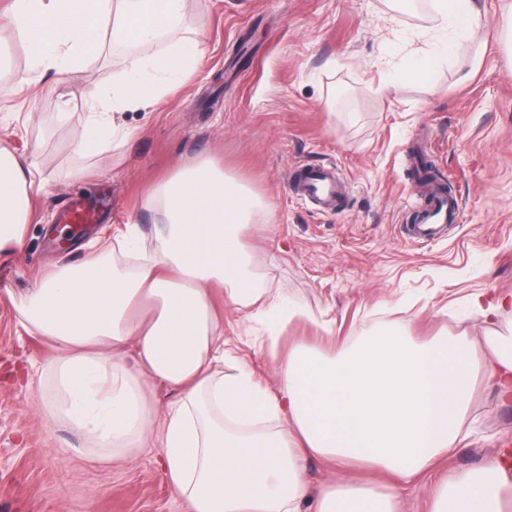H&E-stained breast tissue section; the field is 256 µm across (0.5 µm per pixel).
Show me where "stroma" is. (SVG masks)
Here are the masks:
<instances>
[{"label":"stroma","mask_w":512,"mask_h":512,"mask_svg":"<svg viewBox=\"0 0 512 512\" xmlns=\"http://www.w3.org/2000/svg\"><path fill=\"white\" fill-rule=\"evenodd\" d=\"M478 5L481 64L465 42L419 79L407 71L431 47L430 5L201 0L173 36L200 38L203 62L154 109L122 113L132 137L107 144L93 162L72 143L90 91L119 78L125 50L32 87L24 38L0 30V82L11 89L0 98V139L33 158L47 182L22 248L0 255V512H185L159 466V433L103 464L83 454L90 441L77 429L44 419L28 381L53 350L17 326L15 307L48 266L81 262L116 227L135 224L152 238L157 215L147 195L196 158H214L270 204L244 238L266 281L309 314L286 328L284 346L330 353L385 326L425 340H478L512 325L507 315L483 323L472 307L477 294L512 289V56L502 0ZM467 71L471 79L459 83ZM419 150L461 204L446 238L424 246L406 231L429 200L412 166ZM304 165L336 169L339 210L296 195L291 174ZM78 199L94 203L99 219L86 233L64 234L59 217ZM214 303L231 354L275 387L241 312ZM464 431L448 470H473L492 456L512 468V399L476 383Z\"/></svg>","instance_id":"stroma-1"}]
</instances>
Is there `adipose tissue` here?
<instances>
[{
    "instance_id": "1",
    "label": "adipose tissue",
    "mask_w": 512,
    "mask_h": 512,
    "mask_svg": "<svg viewBox=\"0 0 512 512\" xmlns=\"http://www.w3.org/2000/svg\"><path fill=\"white\" fill-rule=\"evenodd\" d=\"M194 2L10 0L0 23L25 38L42 78L81 71L110 43L165 41ZM434 12L438 40L413 61L418 74L482 26L474 0H434ZM204 56L187 37L134 57L121 80L91 92L76 152L93 158L105 138H129L120 114L177 92ZM44 189L32 162L0 141V254L22 246ZM147 203L160 217L151 254L127 226L115 237L118 251L45 271L17 321L54 350L37 383L45 415L83 430L96 461L121 460L147 441L151 382L178 391L162 423L163 467L186 512H302L311 497L315 512H403L399 492L376 494L341 476L312 494L307 460L339 473L369 465L406 485L456 448L475 379L512 396V336L502 333L475 344L380 331L337 358L307 345L281 355L280 333L302 312L260 285L243 239L268 212L264 197L204 158L160 180ZM216 286L266 327L261 348L277 364V391L226 350ZM430 500L431 512H512V475L491 459L436 481Z\"/></svg>"
}]
</instances>
